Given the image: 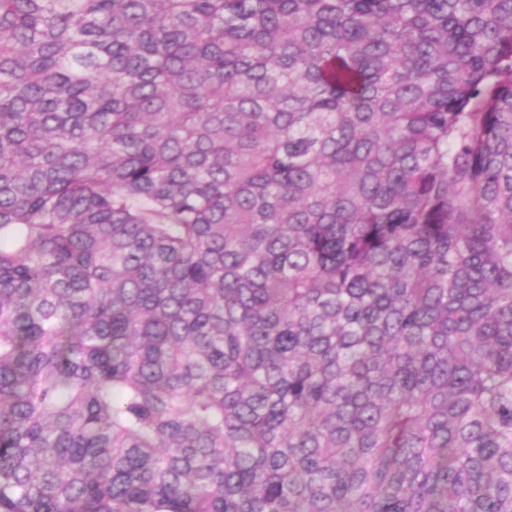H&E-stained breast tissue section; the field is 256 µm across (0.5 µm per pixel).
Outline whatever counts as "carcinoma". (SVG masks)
<instances>
[{"label":"carcinoma","mask_w":512,"mask_h":512,"mask_svg":"<svg viewBox=\"0 0 512 512\" xmlns=\"http://www.w3.org/2000/svg\"><path fill=\"white\" fill-rule=\"evenodd\" d=\"M0 512H512V0H0Z\"/></svg>","instance_id":"obj_1"}]
</instances>
